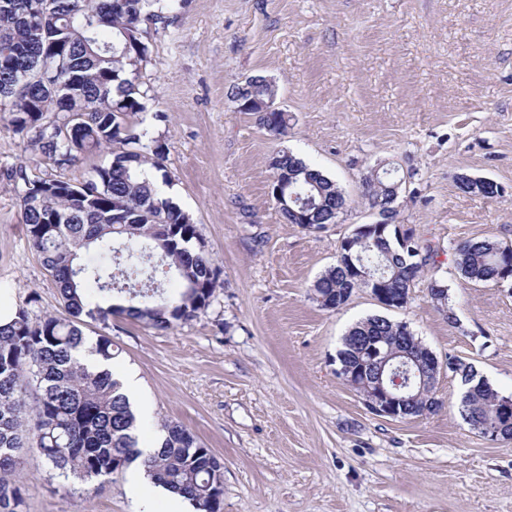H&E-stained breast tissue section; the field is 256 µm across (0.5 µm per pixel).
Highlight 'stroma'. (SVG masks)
Segmentation results:
<instances>
[{
	"label": "stroma",
	"instance_id": "1",
	"mask_svg": "<svg viewBox=\"0 0 512 512\" xmlns=\"http://www.w3.org/2000/svg\"><path fill=\"white\" fill-rule=\"evenodd\" d=\"M148 42L144 117L222 286L169 330L122 315L86 326L111 338L114 375L141 378V441L166 420L190 429L224 463L223 512H512V442L463 420L458 376L438 375L437 412L395 420L336 375L348 328L383 314L512 396V292L465 283L454 263L467 240L512 245V0H185ZM258 75L278 88L287 136L230 96ZM286 149L344 190L339 223L313 233L282 219L268 160ZM41 160L0 119V303L34 321L63 309L6 171ZM380 163L411 177L398 219L433 250L456 325L420 286L400 309L366 288L335 310L315 299L341 239L377 218L361 183ZM463 172L502 196L463 193ZM18 469L22 512H143L127 474L86 490L35 452Z\"/></svg>",
	"mask_w": 512,
	"mask_h": 512
}]
</instances>
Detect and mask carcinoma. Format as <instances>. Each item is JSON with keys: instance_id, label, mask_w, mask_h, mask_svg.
Returning <instances> with one entry per match:
<instances>
[{"instance_id": "1", "label": "carcinoma", "mask_w": 512, "mask_h": 512, "mask_svg": "<svg viewBox=\"0 0 512 512\" xmlns=\"http://www.w3.org/2000/svg\"><path fill=\"white\" fill-rule=\"evenodd\" d=\"M179 0H0V107L8 109V127L27 139L55 169L71 165L103 148L112 149L107 165L93 167L81 185L48 171L33 173L25 165L8 176L23 184L20 197L30 247L53 278L64 308L33 323L20 309L0 326V512H21L17 480L20 456L39 453L66 481L88 488L124 472L137 462L151 482L181 494L194 512H223L224 463L183 424L160 425L161 445L140 450L139 423L121 385L107 370L94 371L87 357L112 359V340L101 335L90 344L84 318L108 324L114 315L166 330L205 313L218 287L221 269L199 246L190 214L162 196L168 184L165 145L144 120L152 88L139 81L146 66L148 27L167 22ZM276 94L264 80L236 88L234 97L274 136L288 133L286 112L267 115L262 104ZM269 167L290 207H279L288 224L294 210L309 205L311 224L326 228L347 207L338 184L319 168L289 150L271 157ZM404 179L386 168L369 173L365 195L371 202L393 205ZM459 189L473 196H500L493 184ZM164 224L167 234L156 227ZM94 252L85 263L82 253ZM384 270L390 289L407 297L417 282L457 324L448 308V286L439 274L431 248L415 232L404 242L368 230L340 241L336 264L314 284L316 301L326 309L345 305L353 291L365 287L352 268ZM166 265L181 291L170 294L153 272ZM455 269L474 283L512 285V252L494 238L465 241L456 249ZM126 293L128 304L106 307L101 299ZM380 339L382 351L415 354L424 344L407 324L381 315L353 325L343 338L336 362L364 360L362 342ZM448 370L466 386L460 414L484 435L501 430L512 439V421L497 411L505 399L472 365L448 359ZM439 407L433 391L407 394L403 418L432 413Z\"/></svg>"}]
</instances>
